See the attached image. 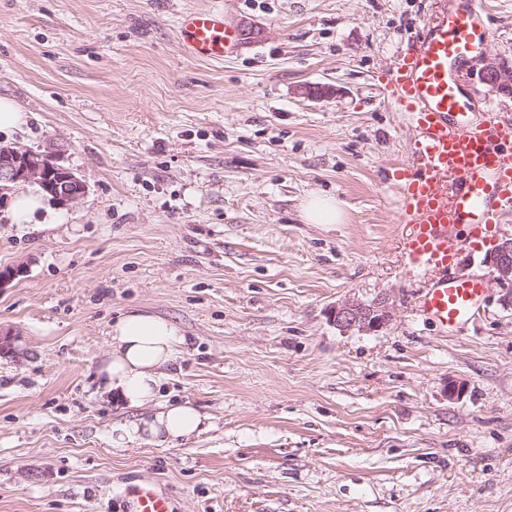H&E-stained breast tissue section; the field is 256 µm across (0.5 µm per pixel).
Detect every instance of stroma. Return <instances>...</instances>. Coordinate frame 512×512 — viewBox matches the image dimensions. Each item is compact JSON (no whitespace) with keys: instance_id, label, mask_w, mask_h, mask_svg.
Here are the masks:
<instances>
[{"instance_id":"35a3bbf8","label":"stroma","mask_w":512,"mask_h":512,"mask_svg":"<svg viewBox=\"0 0 512 512\" xmlns=\"http://www.w3.org/2000/svg\"><path fill=\"white\" fill-rule=\"evenodd\" d=\"M223 11L238 57L188 56L189 8ZM490 38L460 81L512 67V0H484ZM441 0H0V98L29 114L0 143L56 154L85 194L52 219L0 200V512H120L143 483L172 512H512V283L486 255L512 205L451 273L485 277L461 329L421 317L430 278L404 266L394 173L415 133L379 80ZM344 220L307 224L310 193ZM389 300L375 334L329 319ZM142 308L189 346L160 399L199 435L113 449L133 419L96 368L119 315ZM461 382L449 399L448 381Z\"/></svg>"}]
</instances>
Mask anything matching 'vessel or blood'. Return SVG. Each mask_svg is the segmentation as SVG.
Returning a JSON list of instances; mask_svg holds the SVG:
<instances>
[{"instance_id": "obj_1", "label": "vessel or blood", "mask_w": 512, "mask_h": 512, "mask_svg": "<svg viewBox=\"0 0 512 512\" xmlns=\"http://www.w3.org/2000/svg\"><path fill=\"white\" fill-rule=\"evenodd\" d=\"M479 0H445L439 21L421 24L401 54L381 76L390 104L416 133L417 151L398 170L400 221L410 230L403 240L406 266L432 272L417 308L443 329L467 322L483 300L479 277L460 279L448 269L458 256L451 231L465 224L478 239L512 202V122L491 106L473 121V100L462 90L459 67L477 57L490 37ZM180 34L187 53L200 60H223L241 50L240 32L224 13L192 9ZM125 512H171L166 493L140 485L125 495Z\"/></svg>"}]
</instances>
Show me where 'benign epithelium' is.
<instances>
[{
  "mask_svg": "<svg viewBox=\"0 0 512 512\" xmlns=\"http://www.w3.org/2000/svg\"><path fill=\"white\" fill-rule=\"evenodd\" d=\"M482 75L492 90L512 95V68L489 62ZM18 185L36 187L59 206L76 202L86 192V184L77 173L51 155L0 145V192ZM486 262L495 280L512 282V239L498 244ZM330 319L343 332L372 333L389 326L392 311L386 297L370 302L349 299L331 309Z\"/></svg>",
  "mask_w": 512,
  "mask_h": 512,
  "instance_id": "1",
  "label": "benign epithelium"
}]
</instances>
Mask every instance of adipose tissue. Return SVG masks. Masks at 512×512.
I'll return each instance as SVG.
<instances>
[{"label": "adipose tissue", "mask_w": 512, "mask_h": 512, "mask_svg": "<svg viewBox=\"0 0 512 512\" xmlns=\"http://www.w3.org/2000/svg\"><path fill=\"white\" fill-rule=\"evenodd\" d=\"M110 350L98 367L107 392L143 417L121 427L112 446L123 449L131 441L148 438L161 444L198 434L202 415L187 404L159 402L161 379L187 348V339L173 322L144 309L121 314L111 328Z\"/></svg>", "instance_id": "adipose-tissue-1"}]
</instances>
